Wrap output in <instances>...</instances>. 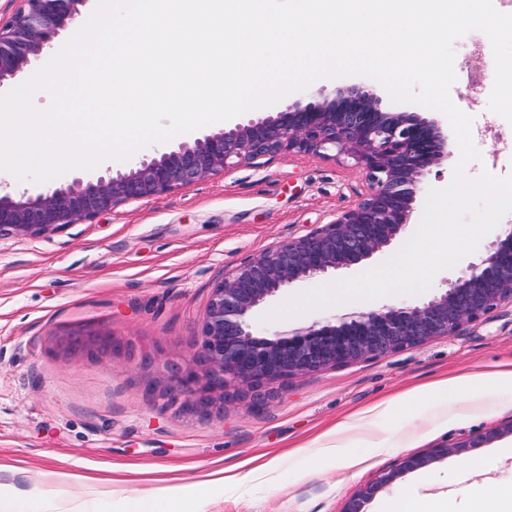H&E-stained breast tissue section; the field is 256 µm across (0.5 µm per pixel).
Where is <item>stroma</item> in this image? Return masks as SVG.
<instances>
[{
    "mask_svg": "<svg viewBox=\"0 0 512 512\" xmlns=\"http://www.w3.org/2000/svg\"><path fill=\"white\" fill-rule=\"evenodd\" d=\"M453 103L472 116L481 158L465 167L512 174V123L488 107L495 78L492 45L474 30L455 40ZM359 83L383 98L386 112L431 115L395 103L365 75L312 82L301 95ZM456 164L434 167L400 236L364 264L373 269L411 238L425 192L450 184ZM353 159L307 154L263 157L157 199L126 204L48 238L0 243V512L17 501L33 512H125L133 493L175 475L174 512H341L364 484L406 455L478 436L512 423V383L485 397L457 393L401 409L388 400L446 378L512 368V305L391 356L309 373L277 385L263 409L250 398L186 411L171 388L169 364L189 361L210 291L225 272L271 244L329 223L366 194ZM512 226V213L426 292L342 302L273 320L289 298L350 278L340 269L281 290L250 317L255 332L285 333L315 321L386 305L420 306L443 293ZM100 330L106 345L79 350L70 335ZM503 435L478 448L476 474L451 455L404 474L366 504L377 512L405 499L420 512H497L512 485ZM241 478L200 499L216 468ZM473 485L472 499L457 496Z\"/></svg>",
    "mask_w": 512,
    "mask_h": 512,
    "instance_id": "1",
    "label": "stroma"
}]
</instances>
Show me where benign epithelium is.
Instances as JSON below:
<instances>
[{
	"mask_svg": "<svg viewBox=\"0 0 512 512\" xmlns=\"http://www.w3.org/2000/svg\"><path fill=\"white\" fill-rule=\"evenodd\" d=\"M0 21V84L15 77L75 22L86 0H18ZM371 89L350 85L332 98H299L276 112L144 154L124 170L108 167L95 180L18 196L0 192V242L34 240L89 223L129 202L158 198L211 174L275 155L328 151L346 154L366 172L368 191L351 209L304 235L270 245L211 288L198 351L172 374L183 408L205 412L214 394L236 387L254 395L276 383L354 362L388 357L450 336L469 322L512 304V229L492 243L480 263L422 306H385L292 332L259 335L252 312L290 284L331 270L356 269L395 240L410 223L423 178L452 157L438 123L416 112H384ZM475 440L432 447L404 457L364 485L342 512H364L381 489L401 475L450 454L462 456Z\"/></svg>",
	"mask_w": 512,
	"mask_h": 512,
	"instance_id": "1",
	"label": "benign epithelium"
}]
</instances>
